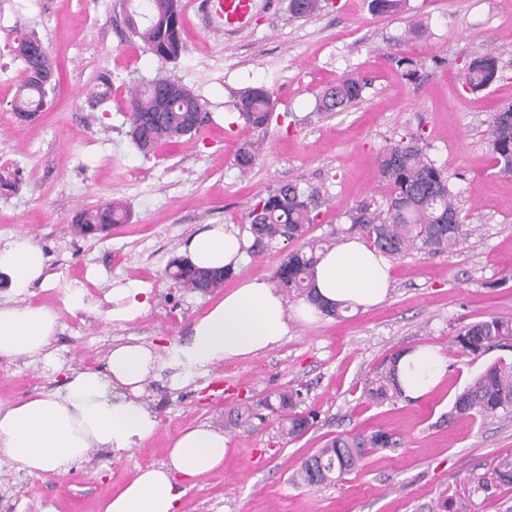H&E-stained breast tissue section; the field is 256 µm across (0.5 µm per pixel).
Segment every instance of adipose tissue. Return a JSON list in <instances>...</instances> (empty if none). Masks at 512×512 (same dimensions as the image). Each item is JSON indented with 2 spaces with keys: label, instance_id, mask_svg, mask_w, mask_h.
Instances as JSON below:
<instances>
[{
  "label": "adipose tissue",
  "instance_id": "1",
  "mask_svg": "<svg viewBox=\"0 0 512 512\" xmlns=\"http://www.w3.org/2000/svg\"><path fill=\"white\" fill-rule=\"evenodd\" d=\"M248 242L237 231L209 224L190 236L181 252L200 268L238 272ZM0 273L17 292L34 281L49 283L47 258L31 237L15 236L0 245ZM317 303L288 309L283 296L263 280H242L191 325L188 335L160 359L142 343L113 347L105 371L71 373L64 392H41L20 403L0 407V454L16 472L37 476L84 462L93 448L121 453L150 440L159 420L142 398L143 384L169 372L172 386L209 372L217 364L246 358L280 345L289 318L316 321L320 304L369 308L382 303L391 286L390 261L362 237L352 236L333 247L313 273ZM112 322L135 321L148 305L139 283L112 287L106 296ZM58 327L57 312L45 305L0 303V357L50 359L49 346ZM448 360L435 348L407 351L398 365L399 383L407 398L418 399L436 388ZM228 439L206 424L183 429L171 442L166 462L137 468L115 491L103 512H178L195 479L224 464Z\"/></svg>",
  "mask_w": 512,
  "mask_h": 512
}]
</instances>
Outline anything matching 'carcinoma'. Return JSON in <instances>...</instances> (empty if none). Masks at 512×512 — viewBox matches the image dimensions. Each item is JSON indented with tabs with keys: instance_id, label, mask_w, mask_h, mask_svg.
<instances>
[{
	"instance_id": "obj_1",
	"label": "carcinoma",
	"mask_w": 512,
	"mask_h": 512,
	"mask_svg": "<svg viewBox=\"0 0 512 512\" xmlns=\"http://www.w3.org/2000/svg\"><path fill=\"white\" fill-rule=\"evenodd\" d=\"M320 8V0H289V12L294 17H308ZM128 31L141 39L158 58L176 62L183 52L182 12L180 0H141L137 8L123 7ZM41 44L35 33H21L13 39L11 52L28 69L36 66L41 72L54 74L48 53L37 57L28 49ZM503 77L498 57L493 52L474 58L464 73V85L472 92L487 89ZM170 84L176 95L168 101L170 120L149 124L143 132L129 128L128 136L144 155L155 150L164 139H181L196 135L200 128L188 129L183 121L187 110L200 113L203 106L198 97L181 81L160 77ZM366 83L358 76L346 74L336 84L325 88L318 97L321 112H342L361 98ZM48 87L30 79L18 88L12 112L21 119L37 115L45 106ZM157 88L152 82L136 89L129 99L128 112L136 116L150 114L156 109ZM239 119L262 129L271 122L275 101L263 86L253 87L236 102ZM489 143L497 173L512 177V105L501 106L493 112L488 127ZM257 148L248 143L239 148L235 163L246 171L254 165ZM378 176L391 191L382 205L361 201L347 212L349 230L365 234L371 244L388 257L404 256L412 251L428 255L450 253L468 233L460 223L456 195L451 188V176L435 165L428 155V144L420 136H402L392 140L378 161ZM321 192L316 187L302 189L288 182L260 197L249 211L252 242L249 251L261 255L275 242L298 241L277 267L273 276L275 288L290 298L317 302L311 272L320 253L335 245L336 232L320 239L306 238L315 223L321 205ZM129 218L127 208L119 202H106L94 209L77 213L72 220L73 231L83 237L97 236L114 224ZM171 278L193 291L206 293L219 288L228 273L216 269L186 267L175 260L171 263ZM512 341V319L490 317L463 326L453 338V345L465 356L479 357L498 346ZM402 352L393 354L377 374L365 383L364 394L373 405H383L404 397L398 381L397 363ZM299 391L279 390L267 395L261 406L280 417L281 433L289 438L305 434L316 422L317 415L294 411ZM512 414V362L500 359L489 365L457 397L448 412V421L457 418H494ZM396 446L386 431L368 434L338 435L329 439L304 458L292 474L291 481L310 489L335 483L360 466L367 453L377 448Z\"/></svg>"
}]
</instances>
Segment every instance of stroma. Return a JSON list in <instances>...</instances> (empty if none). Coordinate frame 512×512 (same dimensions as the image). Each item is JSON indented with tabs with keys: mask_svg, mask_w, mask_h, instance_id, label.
<instances>
[{
	"mask_svg": "<svg viewBox=\"0 0 512 512\" xmlns=\"http://www.w3.org/2000/svg\"><path fill=\"white\" fill-rule=\"evenodd\" d=\"M0 16V113L10 111L24 66L10 52L14 37L35 32L56 67V87L33 123L0 126V155L20 160L1 171L10 183L0 195V245L14 235L37 241L55 287L33 285L16 294L0 283V301L20 298L59 314L53 360L19 358L0 373V406L36 393L63 390L72 370L104 369L112 346L135 340L167 354L190 325L240 279L272 281L290 242L247 257L222 288L203 294L168 277L184 241L206 224L247 234V214L260 196L289 181L323 186L310 237L347 227V211L363 200L384 202L378 159L402 134L423 131L428 154L452 177L461 217L471 234L449 254L413 253L392 259L387 299L312 323L291 322L279 347L224 362L181 388L169 376L146 382L143 398L161 427L142 447L122 454L90 451V463L69 472L17 475L0 456V512H101L103 503L137 468L166 460L169 440L199 423L223 429L224 413L270 392L297 388L299 410H314L313 428L282 436L271 415L229 432V453L218 471L196 480L180 512H504L512 484V415L445 422L459 392L488 364L512 361V350L478 358L455 352L450 341L463 325L512 317V180L496 176L487 141L491 112L512 104V0H401L378 14L370 0H324L307 18L291 17L289 0H256L251 26L223 40L183 27L178 62L158 59L131 37L120 0H13ZM496 52L504 77L486 90L465 89L459 74L473 57ZM419 71L408 79L401 57ZM366 83L363 98L342 112L316 108L320 92L346 74ZM112 90L97 102L99 78ZM171 75L199 98L206 115L200 132L161 144L143 156L126 135L127 99L156 75ZM272 92L278 123L251 129L235 104L249 88ZM41 131L30 138L28 127ZM258 142L253 167L235 164L239 146ZM130 211L98 238L71 232L74 215L105 202ZM135 280L148 290V307L118 326L104 314L69 307L67 290L103 298ZM435 348L448 372L426 396L375 406L363 394L385 359L410 348ZM42 372L43 380L26 378ZM384 429L397 445L372 450L361 469L319 490L291 484L304 457L339 434Z\"/></svg>",
	"mask_w": 512,
	"mask_h": 512,
	"instance_id": "stroma-1",
	"label": "stroma"
}]
</instances>
